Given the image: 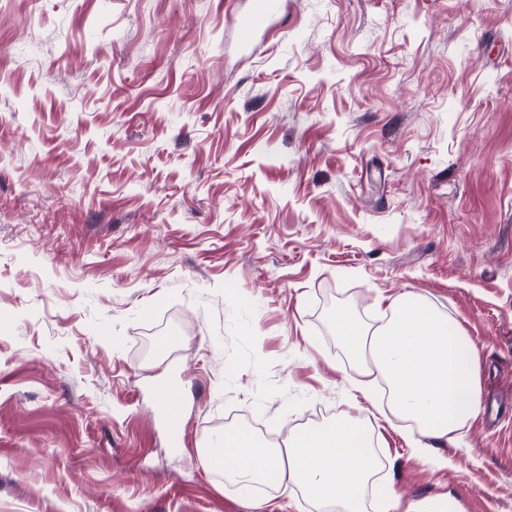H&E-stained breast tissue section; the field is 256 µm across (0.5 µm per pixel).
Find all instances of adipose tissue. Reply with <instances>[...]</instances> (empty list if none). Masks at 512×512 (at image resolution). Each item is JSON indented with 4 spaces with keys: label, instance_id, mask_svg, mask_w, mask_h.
<instances>
[{
    "label": "adipose tissue",
    "instance_id": "obj_1",
    "mask_svg": "<svg viewBox=\"0 0 512 512\" xmlns=\"http://www.w3.org/2000/svg\"><path fill=\"white\" fill-rule=\"evenodd\" d=\"M379 317L383 325L375 331L348 307L332 318L337 339L358 365L355 388L364 404L294 430L282 446L246 428H226L218 447L201 453L204 467L223 471L225 491L296 486L316 512H363V493L379 465L367 406L378 379L387 386L391 414L423 436L419 455L430 460L436 446L455 443L482 407L478 348L456 322L411 292L393 298Z\"/></svg>",
    "mask_w": 512,
    "mask_h": 512
}]
</instances>
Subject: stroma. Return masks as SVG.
Segmentation results:
<instances>
[{
    "label": "stroma",
    "mask_w": 512,
    "mask_h": 512,
    "mask_svg": "<svg viewBox=\"0 0 512 512\" xmlns=\"http://www.w3.org/2000/svg\"><path fill=\"white\" fill-rule=\"evenodd\" d=\"M237 39L226 0H0V512H313L198 450L231 409L270 441L348 410L327 303L404 292L507 415L444 468L379 419L377 479L512 512V0H283ZM155 394L151 409L154 418L158 419L167 428L171 440L180 442L183 424V411L176 398L174 388H169L166 379L158 380L152 385Z\"/></svg>",
    "instance_id": "stroma-1"
}]
</instances>
